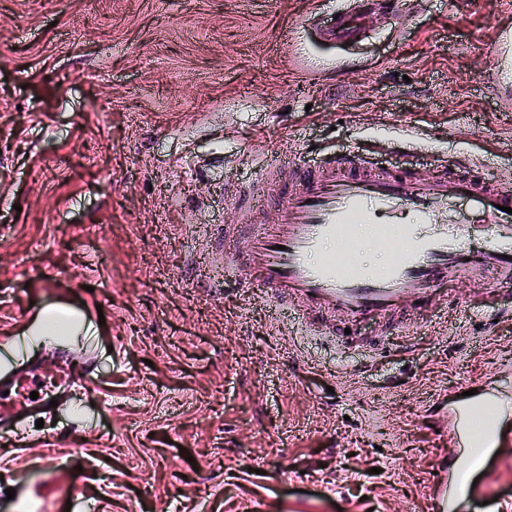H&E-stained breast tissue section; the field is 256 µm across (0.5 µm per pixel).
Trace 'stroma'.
<instances>
[{"label":"stroma","instance_id":"1","mask_svg":"<svg viewBox=\"0 0 512 512\" xmlns=\"http://www.w3.org/2000/svg\"><path fill=\"white\" fill-rule=\"evenodd\" d=\"M346 0H0V374L50 307L76 328L27 355L98 354L84 390L0 434V512H437L467 452L455 407L512 391V323L482 282L410 316L415 352L305 332L225 288L233 185L307 146L483 163L512 187V0H424L320 43ZM418 141L406 154L403 135ZM462 512L512 501V410ZM14 498H7V489ZM339 17L315 18L312 22L314 29L324 38L331 41H351L360 34L356 19L344 10L336 12Z\"/></svg>","mask_w":512,"mask_h":512}]
</instances>
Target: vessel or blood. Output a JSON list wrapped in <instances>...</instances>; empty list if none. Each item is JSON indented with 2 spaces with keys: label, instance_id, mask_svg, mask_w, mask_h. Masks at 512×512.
Returning <instances> with one entry per match:
<instances>
[{
  "label": "vessel or blood",
  "instance_id": "obj_1",
  "mask_svg": "<svg viewBox=\"0 0 512 512\" xmlns=\"http://www.w3.org/2000/svg\"><path fill=\"white\" fill-rule=\"evenodd\" d=\"M314 29L331 41H351L360 34L346 11L314 19ZM463 199L482 216L486 239L479 248L467 243L463 224H447L440 213L445 202ZM230 200L239 223L224 228V271L235 288L262 289L276 305L296 307L325 335L344 344L358 340L362 324L375 323L384 333L402 331L408 315L447 302L443 284L461 279L491 280L484 307L512 316V294L496 285L512 284V190L480 173L470 160L436 161L430 176L360 158L354 151L327 154L312 164L283 151L265 156L256 184L234 191ZM270 212L273 229L256 228L257 214ZM374 227L373 240L387 255L384 271L340 261L325 252L329 243L346 244L358 225ZM71 363L61 358L50 368L25 365L0 385V416L14 419L46 406L65 392ZM512 403V396L493 392L480 408L452 411L454 425L467 427L473 440H485L476 422L478 410L491 413ZM482 461L473 450L440 484L439 512L464 486Z\"/></svg>",
  "mask_w": 512,
  "mask_h": 512
}]
</instances>
